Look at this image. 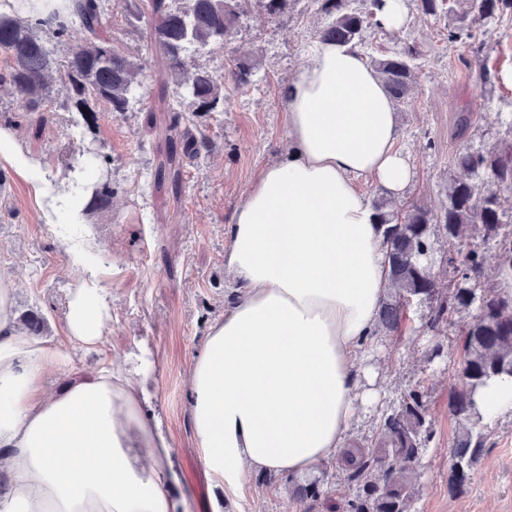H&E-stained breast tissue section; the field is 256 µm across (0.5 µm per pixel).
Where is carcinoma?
Wrapping results in <instances>:
<instances>
[{
    "label": "carcinoma",
    "mask_w": 512,
    "mask_h": 512,
    "mask_svg": "<svg viewBox=\"0 0 512 512\" xmlns=\"http://www.w3.org/2000/svg\"><path fill=\"white\" fill-rule=\"evenodd\" d=\"M250 0H150L157 18L153 39L164 52L171 78L198 112L224 111V79L193 63L191 53L206 48H224L238 35L248 14ZM294 0H255L271 19L288 14ZM324 19L317 39L363 48L368 33H387L378 18L382 0H312ZM421 16L447 19L450 43L471 44V62L485 89L499 80L483 64V45L471 43L474 30L512 16V0H412ZM0 11V50L9 65L3 77L21 90L26 102L36 105L44 97L50 78L52 51L35 33L47 31L76 47L67 61L70 82L61 103L66 112H77L83 125H94L98 112H125L139 85L140 66L115 49L102 36L112 14L111 0H19ZM421 50L405 45L388 55L366 54L369 65L381 78L395 103L408 97L415 83ZM255 65L241 59L228 73L236 88L253 83ZM210 141L183 137L175 154L188 160L209 151ZM75 170L88 182L68 181L57 185L80 201L83 207L105 208L112 197L99 173V155L92 149L80 153ZM455 165L463 176L448 180L446 200L433 210L417 201L400 204L383 199L373 204L386 247L389 292L379 312L377 332L395 331L405 309L413 302L429 308L426 326L436 328L452 316H470L459 333L461 361L459 384L448 395V413L458 423L451 450L448 490L457 493L470 480L491 425L476 411L475 395L495 377H512V292L498 287L485 274V253L494 254L497 266L512 269V144L489 149L460 150ZM452 269L454 277L442 285L433 270L436 263ZM431 421L418 391L404 396L398 406L382 414L374 445H355L336 459L351 485V496L342 512H410L418 490L415 480L426 452L425 438ZM302 500L320 498V481L296 486Z\"/></svg>",
    "instance_id": "cac0c4a2"
}]
</instances>
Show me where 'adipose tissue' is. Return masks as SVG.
<instances>
[{
	"label": "adipose tissue",
	"instance_id": "obj_1",
	"mask_svg": "<svg viewBox=\"0 0 512 512\" xmlns=\"http://www.w3.org/2000/svg\"><path fill=\"white\" fill-rule=\"evenodd\" d=\"M288 150L249 186L227 229L224 270L236 290L207 328L187 400L208 473L276 472L299 479L349 446L376 374L358 367L388 288L374 210L354 184L372 177L402 195L412 179L397 114L359 49L316 42L284 89ZM0 155L48 197V224L67 216L38 161L0 128ZM16 282L0 275V512H186L174 448L145 406L153 368L68 367L45 392L60 345L16 324ZM98 272L86 266L67 313V339L101 340Z\"/></svg>",
	"mask_w": 512,
	"mask_h": 512
}]
</instances>
